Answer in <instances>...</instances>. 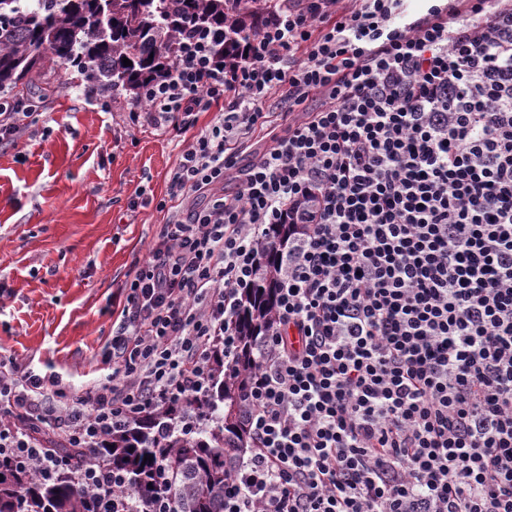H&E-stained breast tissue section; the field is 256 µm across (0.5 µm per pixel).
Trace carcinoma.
<instances>
[{"label": "carcinoma", "mask_w": 512, "mask_h": 512, "mask_svg": "<svg viewBox=\"0 0 512 512\" xmlns=\"http://www.w3.org/2000/svg\"><path fill=\"white\" fill-rule=\"evenodd\" d=\"M269 11L265 0H0V93L17 96L31 74L53 62L99 96L133 100L168 73L190 26L222 29L218 50L226 57L241 35L259 32ZM281 277L280 256L270 249L257 285L239 302L234 366L224 367V337H217L203 394L112 435L89 463L111 465L141 499L164 498L172 512H224L227 446L248 440L243 397L253 345L271 324ZM0 512H100L99 496L68 469L46 479L34 466L1 457Z\"/></svg>", "instance_id": "1"}]
</instances>
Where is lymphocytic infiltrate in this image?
<instances>
[{
	"label": "lymphocytic infiltrate",
	"mask_w": 512,
	"mask_h": 512,
	"mask_svg": "<svg viewBox=\"0 0 512 512\" xmlns=\"http://www.w3.org/2000/svg\"><path fill=\"white\" fill-rule=\"evenodd\" d=\"M276 2L243 55L183 35L137 100L153 129L194 133L169 177L185 207L127 282L98 378L0 355V452L50 474L30 425L90 454L199 395L215 337L234 363L273 247L224 512H512V0ZM35 109L0 97V149ZM278 224L298 231L274 242ZM90 484L112 512H153L117 472Z\"/></svg>",
	"instance_id": "lymphocytic-infiltrate-1"
}]
</instances>
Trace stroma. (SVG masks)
Wrapping results in <instances>:
<instances>
[{
  "label": "stroma",
  "mask_w": 512,
  "mask_h": 512,
  "mask_svg": "<svg viewBox=\"0 0 512 512\" xmlns=\"http://www.w3.org/2000/svg\"><path fill=\"white\" fill-rule=\"evenodd\" d=\"M48 64L40 114L0 151V354L53 362L65 380L98 377L109 311L170 214V171L191 134L137 124L58 88Z\"/></svg>",
  "instance_id": "1"
}]
</instances>
